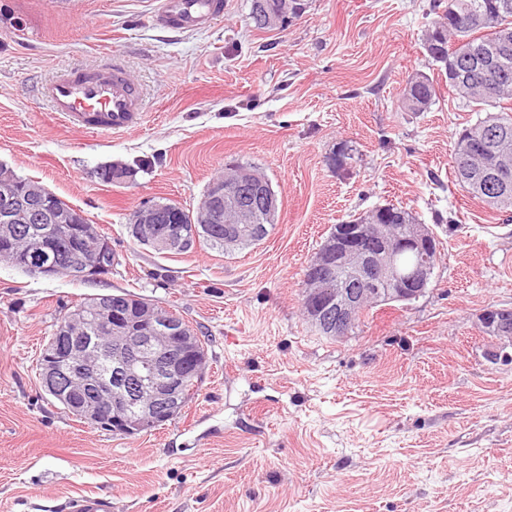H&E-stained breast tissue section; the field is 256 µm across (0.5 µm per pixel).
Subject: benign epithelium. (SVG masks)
Masks as SVG:
<instances>
[{
  "label": "benign epithelium",
  "instance_id": "benign-epithelium-1",
  "mask_svg": "<svg viewBox=\"0 0 512 512\" xmlns=\"http://www.w3.org/2000/svg\"><path fill=\"white\" fill-rule=\"evenodd\" d=\"M262 24H288V0L261 11ZM491 61L448 60V82L457 83ZM276 218L280 200L269 181L246 168L229 182H214L196 210L199 226L163 224L162 210L142 207L133 218V239L159 254L187 249L210 224L224 225V242L235 243L252 229L257 208ZM33 224H50L43 231ZM16 252L30 274L51 278L65 273L95 281L112 273V242L80 210L66 211L46 190L22 186L0 168V252ZM416 254L420 262L405 272L398 258ZM433 233L427 224H411L395 236L389 224H342L326 239L303 274L307 318L325 335H350L369 296L416 300L426 293L435 262ZM481 332L512 338V308L490 307L479 317ZM112 340L115 375L103 374L98 337ZM198 337L167 307L148 301L128 306L108 296L68 308L43 347L39 359L42 387L65 411L93 428L114 434L148 432L175 417L191 385L203 371Z\"/></svg>",
  "mask_w": 512,
  "mask_h": 512
}]
</instances>
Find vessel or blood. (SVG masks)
I'll use <instances>...</instances> for the list:
<instances>
[{
  "mask_svg": "<svg viewBox=\"0 0 512 512\" xmlns=\"http://www.w3.org/2000/svg\"><path fill=\"white\" fill-rule=\"evenodd\" d=\"M224 11V0H161L151 20L176 31L207 27ZM52 112L72 127L120 134L138 126L144 99L138 83L119 60L59 73L45 89ZM68 512H112L111 498L81 493L70 497Z\"/></svg>",
  "mask_w": 512,
  "mask_h": 512,
  "instance_id": "obj_1",
  "label": "vessel or blood"
}]
</instances>
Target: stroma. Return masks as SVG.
Masks as SVG:
<instances>
[{
  "label": "stroma",
  "mask_w": 512,
  "mask_h": 512,
  "mask_svg": "<svg viewBox=\"0 0 512 512\" xmlns=\"http://www.w3.org/2000/svg\"><path fill=\"white\" fill-rule=\"evenodd\" d=\"M430 3L309 0L258 30L251 0H224L208 29L178 32L152 24L157 0H0V164L82 211L119 257L89 282L0 262V512H61L82 492L112 512H512V363L487 361L496 341L479 329L485 309L512 308V223L456 182V133L478 114L425 54ZM112 56L143 88L140 124L61 123L43 87ZM419 71L437 98L408 112ZM345 145L352 159L329 167ZM233 160L281 199L264 240L134 244V211L194 210ZM107 165L130 174L104 181ZM388 204L438 242L425 295L322 335L301 307L307 263L333 225ZM122 291L182 317L207 353L182 413L135 436L68 416L36 370L70 306Z\"/></svg>",
  "instance_id": "stroma-1"
}]
</instances>
